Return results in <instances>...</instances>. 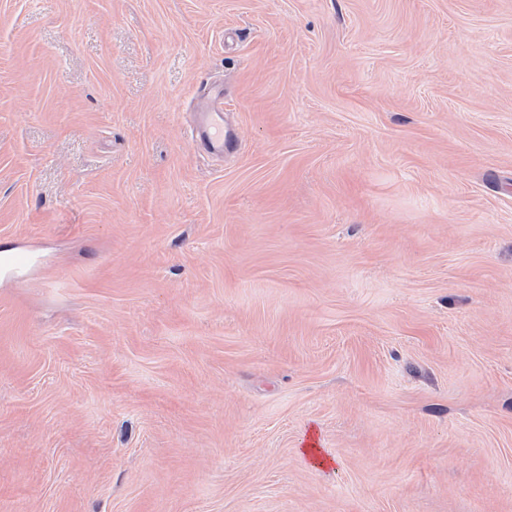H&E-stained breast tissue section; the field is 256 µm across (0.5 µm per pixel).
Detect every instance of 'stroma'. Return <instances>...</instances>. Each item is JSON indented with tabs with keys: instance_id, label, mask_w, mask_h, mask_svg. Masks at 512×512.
Returning <instances> with one entry per match:
<instances>
[{
	"instance_id": "1",
	"label": "stroma",
	"mask_w": 512,
	"mask_h": 512,
	"mask_svg": "<svg viewBox=\"0 0 512 512\" xmlns=\"http://www.w3.org/2000/svg\"><path fill=\"white\" fill-rule=\"evenodd\" d=\"M16 247L0 512H512V0H0ZM224 95L219 91L212 94L210 105L202 112L200 149L207 154L233 151L237 139L233 133L224 131ZM35 263L32 251L19 248L10 252L0 253V273L18 274L26 271Z\"/></svg>"
}]
</instances>
